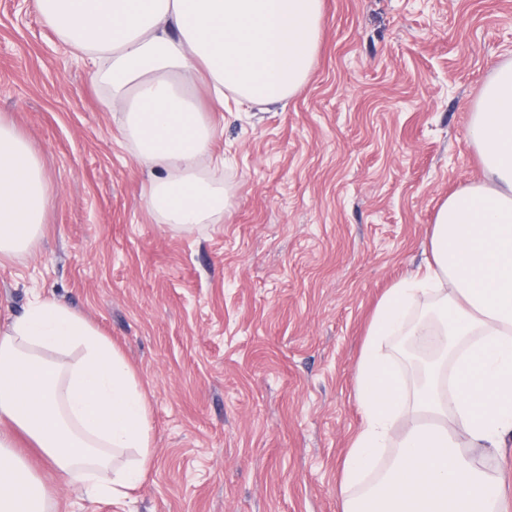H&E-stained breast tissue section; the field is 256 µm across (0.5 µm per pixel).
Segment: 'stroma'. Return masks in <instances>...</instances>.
Listing matches in <instances>:
<instances>
[{"label": "stroma", "mask_w": 512, "mask_h": 512, "mask_svg": "<svg viewBox=\"0 0 512 512\" xmlns=\"http://www.w3.org/2000/svg\"><path fill=\"white\" fill-rule=\"evenodd\" d=\"M509 60L512 0H324L305 88L212 113L230 203L177 235L144 205L107 87L32 0H0V116L52 198L38 248L0 265V303L42 292L91 319L152 426L129 498L55 482L59 512H340L371 314L422 265L440 204L481 178L468 128Z\"/></svg>", "instance_id": "stroma-1"}]
</instances>
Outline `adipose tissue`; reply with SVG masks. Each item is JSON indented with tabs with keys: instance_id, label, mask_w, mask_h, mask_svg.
I'll return each instance as SVG.
<instances>
[{
	"instance_id": "ef3b65f1",
	"label": "adipose tissue",
	"mask_w": 512,
	"mask_h": 512,
	"mask_svg": "<svg viewBox=\"0 0 512 512\" xmlns=\"http://www.w3.org/2000/svg\"><path fill=\"white\" fill-rule=\"evenodd\" d=\"M111 93L119 131L152 177L144 203L175 233L222 221L220 129L195 97L205 72L214 109L284 102L308 83L323 0H34ZM483 177L439 207L423 270L378 303L355 367L363 422L338 483L342 512H499L501 480L472 451L512 436V61L472 114ZM48 179L27 138L0 117V263L41 241ZM439 353L407 392L385 342ZM87 500L121 501L152 454L147 394L125 356L85 316L37 293L0 322V512H58L15 433ZM394 447L373 481L365 475Z\"/></svg>"
}]
</instances>
